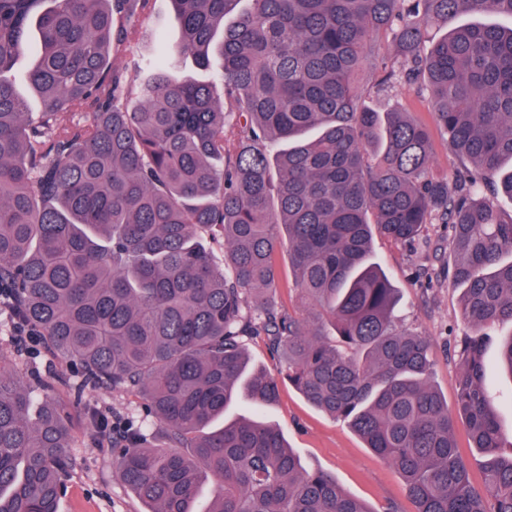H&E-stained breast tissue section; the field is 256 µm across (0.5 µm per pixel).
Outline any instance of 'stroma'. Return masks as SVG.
Masks as SVG:
<instances>
[{
	"instance_id": "35a3bbf8",
	"label": "stroma",
	"mask_w": 512,
	"mask_h": 512,
	"mask_svg": "<svg viewBox=\"0 0 512 512\" xmlns=\"http://www.w3.org/2000/svg\"><path fill=\"white\" fill-rule=\"evenodd\" d=\"M141 48L152 53L154 36L163 33L169 41L179 37L172 0H153L150 15L142 23ZM393 108L409 113L415 121L432 128L429 170L437 178L455 180L462 164L440 131L435 130L433 107L427 94L401 82L389 92ZM374 260L389 275L399 293V313L406 327L426 336L430 343L432 383L448 404H456L460 360L458 342L470 328L460 315L459 289L448 283V227L426 225L422 237L400 244L382 235L372 239ZM19 327L8 315H0V359L7 372L22 384L42 377L52 384L55 402L68 403L73 369L63 360L41 353L30 354L18 339ZM512 335V325L501 323L486 329L483 347L485 382L495 398L504 432L512 431V378L498 365L501 341ZM139 419V402L120 390L88 388L83 401L74 406L69 420L74 464L64 479L59 512H144L145 506L124 486L112 462L110 443L103 441L96 416ZM265 421L279 428L288 443L312 469L333 474L350 495L365 502L371 512H416L406 495L399 473L367 448L347 425L309 403L288 382H281L277 403L263 408Z\"/></svg>"
}]
</instances>
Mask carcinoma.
<instances>
[{"label": "carcinoma", "mask_w": 512, "mask_h": 512, "mask_svg": "<svg viewBox=\"0 0 512 512\" xmlns=\"http://www.w3.org/2000/svg\"><path fill=\"white\" fill-rule=\"evenodd\" d=\"M150 2L0 0V304L81 386L140 398L143 419L112 438L124 485L146 512H196L206 482L207 512H371L261 420L205 431L234 403L276 401L278 380L243 349L262 332L289 383L399 472L417 512H512L481 341L512 323V219L494 202L512 199V0H173L180 39L146 57L136 19ZM487 10L511 25L426 41L433 20ZM381 38L400 58L386 82L429 92L465 162L452 184L428 175L426 127L354 92ZM27 52L37 113L12 77ZM184 56L218 59L215 80L182 78ZM425 224L448 225L472 328L453 412L370 260L374 232L412 244ZM212 226L222 270L199 235ZM285 240L309 325L275 304ZM457 416L484 458L481 491ZM67 419L34 407L0 357V512H58ZM454 441L460 456L470 463V476L472 484L477 489L484 485V468L480 462L481 457L476 448H472L469 430L466 422L458 418L454 428Z\"/></svg>", "instance_id": "cac0c4a2"}]
</instances>
